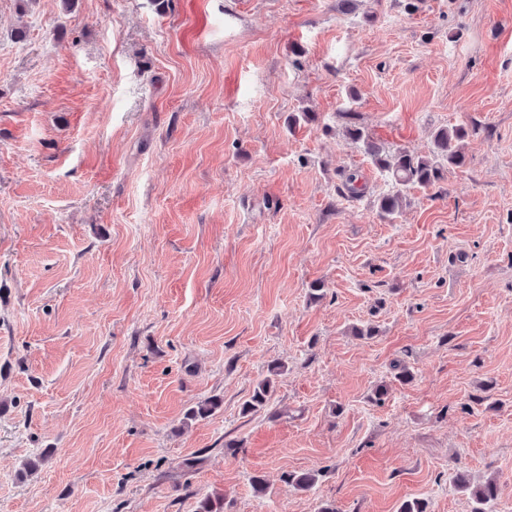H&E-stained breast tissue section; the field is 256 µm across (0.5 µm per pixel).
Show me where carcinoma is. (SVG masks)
Masks as SVG:
<instances>
[{
	"label": "carcinoma",
	"instance_id": "1",
	"mask_svg": "<svg viewBox=\"0 0 512 512\" xmlns=\"http://www.w3.org/2000/svg\"><path fill=\"white\" fill-rule=\"evenodd\" d=\"M348 122L344 128L345 136L364 147L376 168L385 174L391 182L392 190L383 195L378 204L382 218L393 217L402 207L408 190L436 187L443 182L451 170L465 163V156L460 152L457 143L469 136V129L464 125L451 128H440L433 133L432 148L422 155L407 149L386 150L376 145L371 135L356 122L355 113H345ZM271 379L265 378L254 387L250 399L244 403L243 412L252 413L265 409L270 401ZM220 401L209 398L199 403L186 415L187 420H196L209 416ZM498 485L495 481H487L471 492V499L476 504L473 512H481V506L496 499Z\"/></svg>",
	"mask_w": 512,
	"mask_h": 512
}]
</instances>
